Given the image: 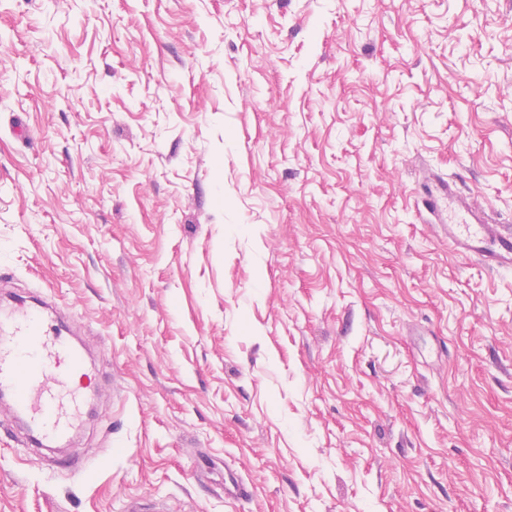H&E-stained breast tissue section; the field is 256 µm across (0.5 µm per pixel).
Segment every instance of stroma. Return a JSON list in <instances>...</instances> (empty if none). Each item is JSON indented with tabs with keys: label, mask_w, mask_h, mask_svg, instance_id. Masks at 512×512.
<instances>
[{
	"label": "stroma",
	"mask_w": 512,
	"mask_h": 512,
	"mask_svg": "<svg viewBox=\"0 0 512 512\" xmlns=\"http://www.w3.org/2000/svg\"><path fill=\"white\" fill-rule=\"evenodd\" d=\"M512 0H0V276L95 414L0 512H512ZM436 197H444L448 207L446 219L440 224L448 237V247L465 258L475 257L493 270L512 268V231L492 220L487 208L474 196L465 194L456 182L439 181Z\"/></svg>",
	"instance_id": "obj_1"
}]
</instances>
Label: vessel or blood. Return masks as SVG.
I'll return each instance as SVG.
<instances>
[{
    "instance_id": "obj_1",
    "label": "vessel or blood",
    "mask_w": 512,
    "mask_h": 512,
    "mask_svg": "<svg viewBox=\"0 0 512 512\" xmlns=\"http://www.w3.org/2000/svg\"><path fill=\"white\" fill-rule=\"evenodd\" d=\"M448 207L442 230L456 254L488 268H512V231L455 181H440ZM92 373L66 328L50 319L44 301L0 294V403L25 420L38 444L68 442L85 415Z\"/></svg>"
}]
</instances>
